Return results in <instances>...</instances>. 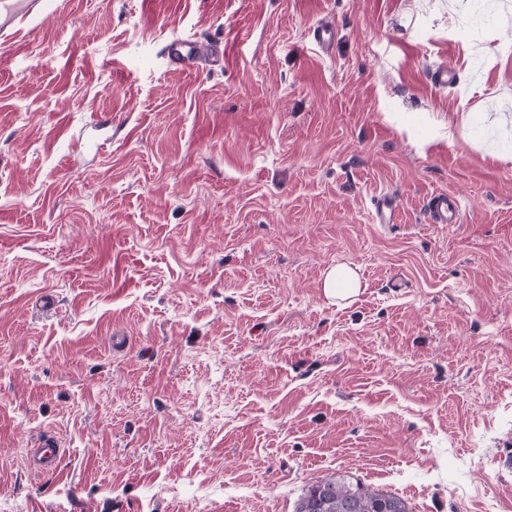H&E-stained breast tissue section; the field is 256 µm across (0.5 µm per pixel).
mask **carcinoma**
<instances>
[{"mask_svg": "<svg viewBox=\"0 0 512 512\" xmlns=\"http://www.w3.org/2000/svg\"><path fill=\"white\" fill-rule=\"evenodd\" d=\"M296 512H409L397 496L353 485L331 476L311 486L300 499Z\"/></svg>", "mask_w": 512, "mask_h": 512, "instance_id": "carcinoma-1", "label": "carcinoma"}]
</instances>
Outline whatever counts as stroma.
Segmentation results:
<instances>
[{"instance_id":"stroma-1","label":"stroma","mask_w":512,"mask_h":512,"mask_svg":"<svg viewBox=\"0 0 512 512\" xmlns=\"http://www.w3.org/2000/svg\"><path fill=\"white\" fill-rule=\"evenodd\" d=\"M46 6L0 54V512H512V0ZM164 55L171 66L182 67L199 61H211L216 51L209 44L194 39L174 37L166 44ZM431 222L434 224L460 223V209L457 201L447 193L433 194L428 203ZM360 287L355 269L341 263L324 271L322 288L328 299H347L357 294ZM35 448L34 464L37 471H49L61 453L58 442L52 437L47 436ZM296 512H410L397 496L331 476L311 486Z\"/></svg>"}]
</instances>
